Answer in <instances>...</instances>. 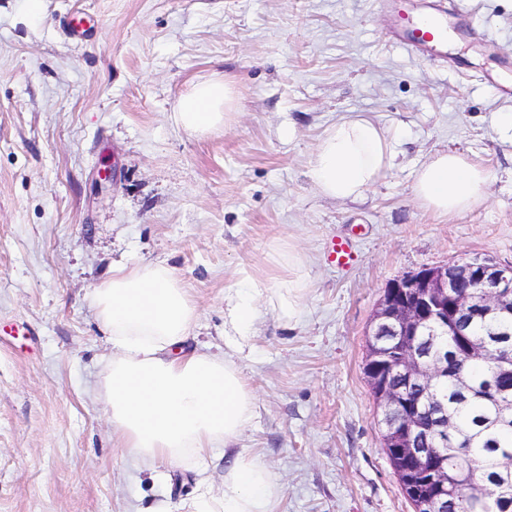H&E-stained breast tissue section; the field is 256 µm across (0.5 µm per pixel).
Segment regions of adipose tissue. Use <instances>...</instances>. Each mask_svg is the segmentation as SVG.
Returning a JSON list of instances; mask_svg holds the SVG:
<instances>
[{
	"mask_svg": "<svg viewBox=\"0 0 512 512\" xmlns=\"http://www.w3.org/2000/svg\"><path fill=\"white\" fill-rule=\"evenodd\" d=\"M233 102L229 84L200 83L182 97L176 124L191 133L223 125ZM396 139L360 114L342 116L320 139L307 176L324 197H363L396 158ZM491 180L488 169L458 152H440L417 170L415 200L439 216L478 205ZM301 275L267 284L246 275L224 295V352L195 344L197 308L178 278L161 265H121L95 290L112 354L104 376L107 411L122 447L155 481L176 463L200 476L196 496L151 512H277L281 487L265 464L239 441L252 424L256 394L238 362L252 348L261 307L294 322L303 311ZM224 449V482L213 489L211 450Z\"/></svg>",
	"mask_w": 512,
	"mask_h": 512,
	"instance_id": "1",
	"label": "adipose tissue"
}]
</instances>
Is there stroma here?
Masks as SVG:
<instances>
[{"instance_id": "35a3bbf8", "label": "stroma", "mask_w": 512, "mask_h": 512, "mask_svg": "<svg viewBox=\"0 0 512 512\" xmlns=\"http://www.w3.org/2000/svg\"><path fill=\"white\" fill-rule=\"evenodd\" d=\"M0 0V512H145L179 502L140 471L105 411L111 353L93 293L119 264H162L224 348V291L288 277L303 313L269 309L241 360L257 413L240 439L282 487L279 512H413L384 449L364 366L386 287L476 255L512 263V0H454L445 57L389 36L420 0ZM76 18L93 34L68 35ZM232 83L223 129L173 119L196 82ZM361 113L396 135L362 199L321 196L308 163ZM457 151L489 169L485 200L451 216L416 202L415 171ZM112 179L100 183L99 171ZM336 237L357 257L339 270Z\"/></svg>"}]
</instances>
